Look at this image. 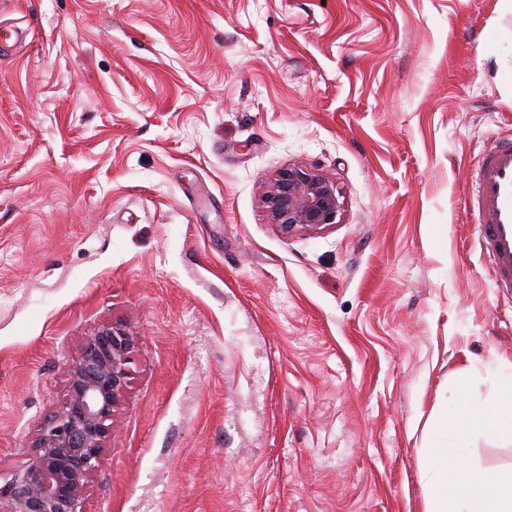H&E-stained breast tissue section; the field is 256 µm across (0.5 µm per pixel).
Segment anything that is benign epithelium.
<instances>
[{
	"label": "benign epithelium",
	"mask_w": 512,
	"mask_h": 512,
	"mask_svg": "<svg viewBox=\"0 0 512 512\" xmlns=\"http://www.w3.org/2000/svg\"><path fill=\"white\" fill-rule=\"evenodd\" d=\"M260 203L285 234L336 223L342 194L328 177L293 165L261 181ZM137 336L122 321L87 338L67 372L60 409L38 429L27 461L0 484V512H84L91 477L131 380Z\"/></svg>",
	"instance_id": "7a95c632"
}]
</instances>
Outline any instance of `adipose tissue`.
Returning a JSON list of instances; mask_svg holds the SVG:
<instances>
[{"label": "adipose tissue", "mask_w": 512, "mask_h": 512, "mask_svg": "<svg viewBox=\"0 0 512 512\" xmlns=\"http://www.w3.org/2000/svg\"><path fill=\"white\" fill-rule=\"evenodd\" d=\"M505 412L512 413V383L501 389L494 407L457 422L458 447L433 449L432 457L442 470L436 476L430 512H512V473L486 480L470 470L463 449L469 425L495 421Z\"/></svg>", "instance_id": "obj_1"}]
</instances>
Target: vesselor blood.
Here are the masks:
<instances>
[{"label": "vessel or blood", "instance_id": "1", "mask_svg": "<svg viewBox=\"0 0 512 512\" xmlns=\"http://www.w3.org/2000/svg\"><path fill=\"white\" fill-rule=\"evenodd\" d=\"M477 242L493 281L512 295V137L482 148L468 184Z\"/></svg>", "mask_w": 512, "mask_h": 512}]
</instances>
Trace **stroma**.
<instances>
[{
	"label": "stroma",
	"mask_w": 512,
	"mask_h": 512,
	"mask_svg": "<svg viewBox=\"0 0 512 512\" xmlns=\"http://www.w3.org/2000/svg\"><path fill=\"white\" fill-rule=\"evenodd\" d=\"M508 134L505 0H0V482L117 319L86 512H426L512 381L466 190ZM294 164L338 223L271 224ZM466 453L512 472V424ZM257 194L271 223L288 235L338 223L344 204L334 182L299 165L288 166L262 180Z\"/></svg>",
	"instance_id": "1"
}]
</instances>
